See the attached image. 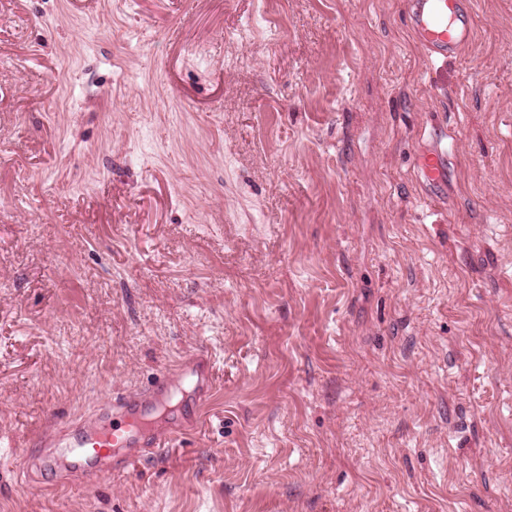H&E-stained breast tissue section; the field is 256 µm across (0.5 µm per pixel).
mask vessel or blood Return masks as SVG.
Returning a JSON list of instances; mask_svg holds the SVG:
<instances>
[{"label": "vessel or blood", "instance_id": "vessel-or-blood-1", "mask_svg": "<svg viewBox=\"0 0 512 512\" xmlns=\"http://www.w3.org/2000/svg\"><path fill=\"white\" fill-rule=\"evenodd\" d=\"M411 20L418 39L438 53L467 45L475 36L473 21L462 14L459 0H413ZM448 171L446 151L437 145L430 147L421 161V174L430 188H445ZM187 380L193 382L199 400H206L213 387L208 351L198 350L177 368L162 371L148 387L113 397L92 415L44 433L37 443L39 468L63 476L105 478L133 468L143 449L172 447L186 431V423L177 421L161 431L154 427L150 412Z\"/></svg>", "mask_w": 512, "mask_h": 512}]
</instances>
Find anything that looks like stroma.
I'll list each match as a JSON object with an SVG mask.
<instances>
[{
	"instance_id": "obj_1",
	"label": "stroma",
	"mask_w": 512,
	"mask_h": 512,
	"mask_svg": "<svg viewBox=\"0 0 512 512\" xmlns=\"http://www.w3.org/2000/svg\"><path fill=\"white\" fill-rule=\"evenodd\" d=\"M464 2L438 54L409 0H0V512H512V0ZM202 346L175 447L26 480ZM420 170L431 189L440 191L448 186V154L439 145L428 149L422 158Z\"/></svg>"
}]
</instances>
